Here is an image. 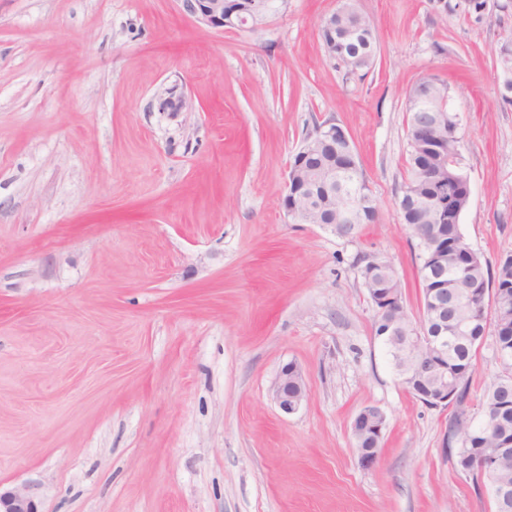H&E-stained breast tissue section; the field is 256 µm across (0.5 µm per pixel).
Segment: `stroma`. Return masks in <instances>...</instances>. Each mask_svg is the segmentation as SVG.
<instances>
[{
    "label": "stroma",
    "instance_id": "stroma-1",
    "mask_svg": "<svg viewBox=\"0 0 512 512\" xmlns=\"http://www.w3.org/2000/svg\"><path fill=\"white\" fill-rule=\"evenodd\" d=\"M355 0L377 53L346 77L318 30L336 0H277L217 32L180 0H0V488L39 512H493L445 450L449 411L401 383L354 258L386 257L422 316L397 200L407 96L460 115L465 241L512 254V0ZM178 88L188 101L164 112ZM341 126L377 202L350 238L282 200L316 125ZM308 390L283 414L271 385ZM379 408L378 462L352 425ZM289 364L294 363L284 365L272 384L273 397L280 410L285 414H292L296 412L307 399L306 386L303 396L299 393L293 394L290 392L289 385L293 379L296 378V368Z\"/></svg>",
    "mask_w": 512,
    "mask_h": 512
}]
</instances>
